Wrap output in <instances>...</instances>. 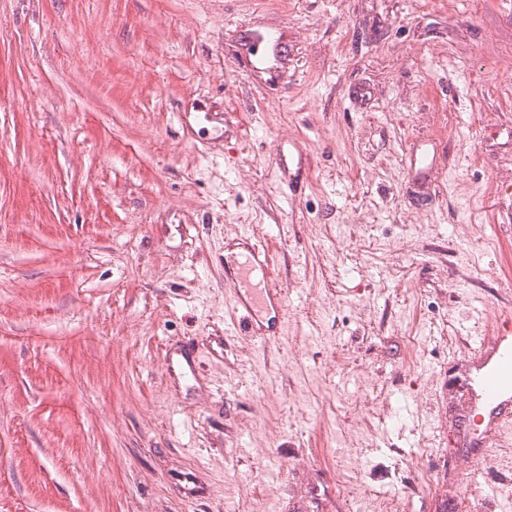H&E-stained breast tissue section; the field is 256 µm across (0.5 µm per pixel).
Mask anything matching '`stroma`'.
<instances>
[{
    "mask_svg": "<svg viewBox=\"0 0 512 512\" xmlns=\"http://www.w3.org/2000/svg\"><path fill=\"white\" fill-rule=\"evenodd\" d=\"M511 178L512 0H0V512H512L434 419L512 315ZM296 156V168H290L292 159ZM277 166L282 173L280 183L288 189V196L298 195L302 190V180L306 171V154L299 143L288 139V154L282 149L276 159ZM231 244L242 251L231 261L224 258V289L233 301L236 329L242 336L269 340L276 336L272 329L277 322L269 323L262 314H274L272 319L280 321L285 302L283 285L273 274L274 252L254 234L225 238L224 249L229 250ZM255 274L261 275L259 288L253 287Z\"/></svg>",
    "mask_w": 512,
    "mask_h": 512,
    "instance_id": "1",
    "label": "stroma"
}]
</instances>
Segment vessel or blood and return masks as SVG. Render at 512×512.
Instances as JSON below:
<instances>
[{
    "instance_id": "vessel-or-blood-1",
    "label": "vessel or blood",
    "mask_w": 512,
    "mask_h": 512,
    "mask_svg": "<svg viewBox=\"0 0 512 512\" xmlns=\"http://www.w3.org/2000/svg\"><path fill=\"white\" fill-rule=\"evenodd\" d=\"M276 163L289 196L298 195L306 171L302 146L289 143ZM231 243L240 254L224 264V289L233 301L236 328L243 336L270 339L273 325L268 318L281 316L285 302L283 286L273 274L274 252L248 233L237 234ZM472 352L475 375L466 377L454 407H440L438 414L456 411L464 447L482 458L505 434H512V319H501L495 330L485 331Z\"/></svg>"
}]
</instances>
